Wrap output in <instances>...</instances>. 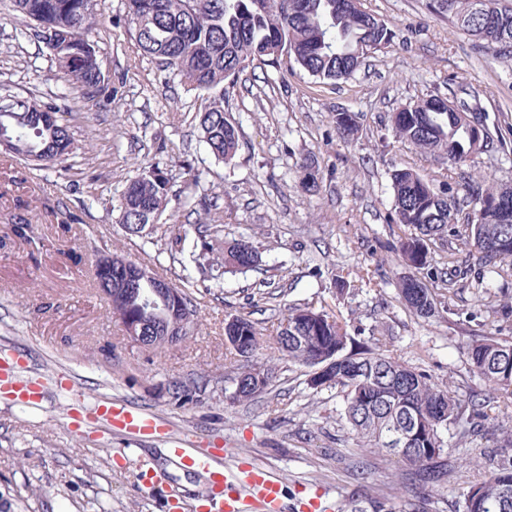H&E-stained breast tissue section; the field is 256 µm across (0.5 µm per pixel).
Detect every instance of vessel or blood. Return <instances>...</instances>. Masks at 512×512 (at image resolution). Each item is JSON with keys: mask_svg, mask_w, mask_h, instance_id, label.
I'll list each match as a JSON object with an SVG mask.
<instances>
[{"mask_svg": "<svg viewBox=\"0 0 512 512\" xmlns=\"http://www.w3.org/2000/svg\"><path fill=\"white\" fill-rule=\"evenodd\" d=\"M13 394L24 406L40 404L46 394L43 385L17 377L12 361L0 357V390ZM93 412L99 425L117 434L131 437H170L168 425L157 416L112 399L98 400ZM174 453L187 467L203 471L207 483L198 496L200 512H287L284 482L279 474L246 461L236 468L224 466L223 451L209 455L175 441Z\"/></svg>", "mask_w": 512, "mask_h": 512, "instance_id": "b4317fda", "label": "vessel or blood"}]
</instances>
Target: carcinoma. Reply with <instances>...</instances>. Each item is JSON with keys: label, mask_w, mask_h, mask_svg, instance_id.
Listing matches in <instances>:
<instances>
[{"label": "carcinoma", "mask_w": 512, "mask_h": 512, "mask_svg": "<svg viewBox=\"0 0 512 512\" xmlns=\"http://www.w3.org/2000/svg\"><path fill=\"white\" fill-rule=\"evenodd\" d=\"M15 11L35 23L38 37L74 88L99 89L105 83L88 32L96 22L94 0H13ZM127 21L139 50L168 71L183 75L191 89L208 94L199 113V127L209 152L229 161L239 148V125L224 111V82L245 64L275 63L282 53L319 80L350 79L365 55L393 40L381 18L365 11L360 0H126ZM434 11L496 57L512 55V7L501 0H431ZM0 138L15 145L12 155L31 163L45 148H55L40 167L61 164L73 150L68 127L51 108L28 98L0 105ZM336 134L358 137L353 112L332 116ZM395 141L448 160L461 168L479 154L473 135L448 98L429 95L398 108L390 116ZM323 177L314 159L299 165V185L319 193ZM391 222L407 229L398 252L410 275L396 282L397 296L419 318L437 311V293L426 281L439 278L431 266L432 250L448 245L461 206L473 205L467 217L466 243L479 263L492 268L512 266V183L487 175L464 177L457 187L409 168L391 173ZM169 179L159 169L130 179L121 198L120 223L128 235L138 225L162 215L168 204ZM191 254L210 270L246 272L259 265L260 255L242 235L223 242L222 224L193 225ZM112 314L129 316L159 335L156 315L119 293L113 294ZM230 358H249L267 347L277 359L312 369L307 386L334 389L343 397L341 418L363 449L395 456L419 475L422 485L440 482L442 460L448 453V428L466 436L480 429L501 437L502 452L512 451V426L504 415L512 409V343L486 335L467 344L470 371L483 387L465 399L449 386L402 360L392 342L376 329L350 325L335 314L310 307L288 308L276 335L264 338L259 324L246 316L224 320ZM264 378L243 369L231 379L235 401L253 400L269 390L274 369L257 367ZM492 467L472 483L465 495V512H512V457L491 460ZM391 496L369 494L349 499L341 512H395Z\"/></svg>", "instance_id": "cac0c4a2"}]
</instances>
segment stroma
Returning a JSON list of instances; mask_svg holds the SVG:
<instances>
[{"label": "stroma", "instance_id": "35a3bbf8", "mask_svg": "<svg viewBox=\"0 0 512 512\" xmlns=\"http://www.w3.org/2000/svg\"><path fill=\"white\" fill-rule=\"evenodd\" d=\"M395 32L368 54L355 75L337 83L309 76L294 60L251 62L224 84V110L238 121L240 146L231 162L203 142L202 101L181 77L141 55L125 20L124 0H97L89 32L112 101L96 107L70 89L32 23L0 0V99L32 98L52 107L73 137L61 165L36 169L0 154V352L18 359L25 377L53 376L37 407L0 392V512H168L167 492L188 512L205 479L184 466L161 438L106 432L90 416L97 399L119 398L164 418L189 446L223 449L278 471L289 502L322 490L328 506L358 495L362 485L389 492L410 469L396 458L361 449L336 420L342 399L309 390V368L273 362L267 394L230 397L234 366L225 361L224 320L244 314L275 335L288 306L336 313L393 337L409 364L449 380L457 397L479 388L466 361L467 343L486 334L512 341V267L479 265L461 241L435 250L432 264L466 269L435 316L421 319L398 301L394 283L407 275L392 246L390 172L407 167L451 184L460 169L395 142L389 116L397 107L439 94L477 104L507 143L475 159L477 172L512 182V58H495L435 13L428 0H362ZM357 113V140L331 127L333 112ZM313 157L323 176L318 195L298 184L299 165ZM170 180L169 203L154 232L126 235L118 222L128 179L144 167ZM74 234H58L66 220ZM28 225L26 237L17 225ZM194 224H220L225 240L252 235L262 262L245 273L211 278L188 254L171 253ZM119 252L179 284L194 281L198 327L174 347L146 349L127 341L96 286L93 261ZM381 265L383 279L338 293L337 277ZM494 297L493 306L484 298ZM205 379L194 401L174 404L176 381ZM452 466L426 491V512H462L463 495L479 480L471 459L498 448L490 436H453ZM133 449L161 476L146 491L135 463L115 453Z\"/></svg>", "mask_w": 512, "mask_h": 512}]
</instances>
